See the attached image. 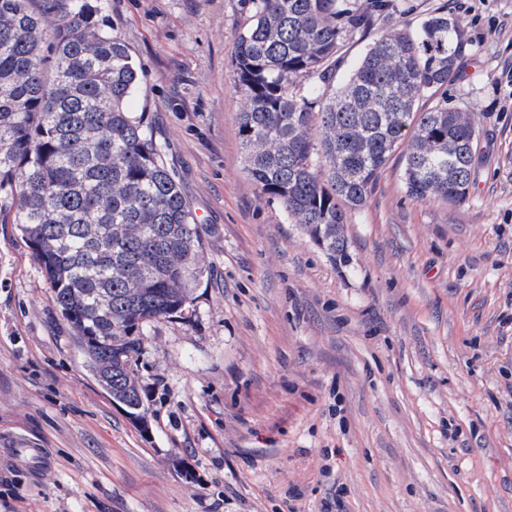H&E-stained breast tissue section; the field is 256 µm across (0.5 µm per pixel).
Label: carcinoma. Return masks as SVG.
I'll list each match as a JSON object with an SVG mask.
<instances>
[{
    "label": "carcinoma",
    "mask_w": 512,
    "mask_h": 512,
    "mask_svg": "<svg viewBox=\"0 0 512 512\" xmlns=\"http://www.w3.org/2000/svg\"><path fill=\"white\" fill-rule=\"evenodd\" d=\"M32 0H0V221L17 226L117 403L147 413L130 371L143 326L182 314L201 264L196 222L164 148L127 102L140 69L101 5L64 0L49 28ZM232 55L246 171L334 260L346 211L401 151L408 195L466 200L478 131L448 105L472 54L442 7L414 32L399 0H249ZM374 42L335 87L347 47ZM422 98L434 100L420 111Z\"/></svg>",
    "instance_id": "carcinoma-1"
}]
</instances>
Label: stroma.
I'll return each instance as SVG.
<instances>
[{"instance_id": "1", "label": "stroma", "mask_w": 512, "mask_h": 512, "mask_svg": "<svg viewBox=\"0 0 512 512\" xmlns=\"http://www.w3.org/2000/svg\"><path fill=\"white\" fill-rule=\"evenodd\" d=\"M403 5L411 29L447 7L472 43L448 99L479 130L473 182L414 200L393 155L335 262L246 174L247 0H107L206 272L143 328L141 424L0 223V512H512V0Z\"/></svg>"}]
</instances>
